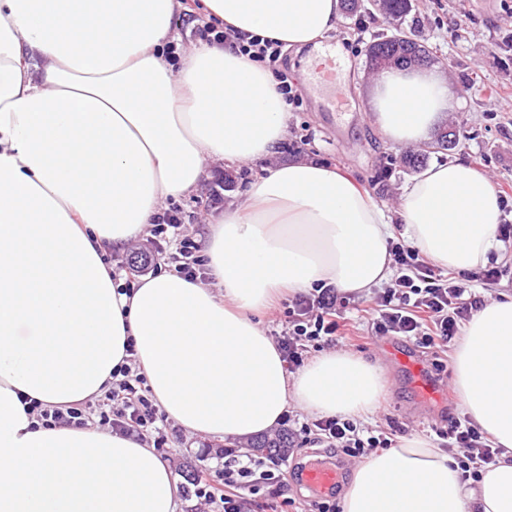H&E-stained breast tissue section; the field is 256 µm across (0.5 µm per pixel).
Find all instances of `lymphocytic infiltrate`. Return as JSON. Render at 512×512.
<instances>
[{
  "label": "lymphocytic infiltrate",
  "mask_w": 512,
  "mask_h": 512,
  "mask_svg": "<svg viewBox=\"0 0 512 512\" xmlns=\"http://www.w3.org/2000/svg\"><path fill=\"white\" fill-rule=\"evenodd\" d=\"M200 32L206 41L229 45L273 70L278 69L283 59V47L277 42L245 37L212 23L204 24ZM390 252L398 276L364 310L372 331L378 336H400L424 347L448 350L463 325L483 307L481 293L455 276L436 272L416 248L394 242ZM337 301L338 294L331 286L320 285L297 296L293 310L288 313V332L279 341L289 369L303 366L309 344L328 346L335 342L339 328ZM118 373V379L97 402L53 409L40 408L34 402L30 408L48 428L58 424L84 427L96 423L111 426L113 431L125 435L140 437L150 431L154 434V448L163 450L167 436L154 428L158 409L145 377L126 365L120 366ZM288 434L313 438L314 442L340 449L357 460L393 445L386 433H374L360 422L337 415L289 426ZM440 437L449 447L460 449L456 461L462 481H480L483 468L498 461L499 449L468 418L449 420L447 430ZM215 455L223 459V471L215 473L202 468L193 482L197 512H251L249 491L258 482L274 479L278 460L263 459L239 448H221Z\"/></svg>",
  "instance_id": "obj_1"
}]
</instances>
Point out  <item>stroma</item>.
<instances>
[{"label": "stroma", "instance_id": "stroma-1", "mask_svg": "<svg viewBox=\"0 0 512 512\" xmlns=\"http://www.w3.org/2000/svg\"><path fill=\"white\" fill-rule=\"evenodd\" d=\"M414 4L420 20L417 35L444 64L459 99L447 117L459 133V142L451 150L432 153L429 161L438 164L453 157L485 171L507 205L501 221L512 225V0H414ZM387 27L380 14L363 19L342 16L328 37L344 47L352 64L346 74L351 84L348 102L326 112L311 96H304L301 110L289 113L287 134L275 154L235 166L208 163L197 189L175 202L187 215L183 235L202 241L208 218L236 206L261 169L288 161L314 160L336 167L369 191L389 215H396L403 188L413 175L395 164L400 147L387 142L371 122L366 90L371 75L365 47ZM224 175L232 176L234 186L225 192L221 205L199 208V200L207 198ZM337 322L336 350L381 365L387 377V389L375 411L363 416L364 424L432 438L447 429L449 416L464 415L453 385V356L420 348L401 337H377L350 306L340 309ZM395 347L411 352L427 366L443 401L418 395L391 353ZM223 445L220 439L180 431L166 456L178 485H186L193 473L211 464L210 449ZM251 499L255 512H271L273 502L285 504V512H314L316 507L314 496L298 489L292 477L258 483Z\"/></svg>", "mask_w": 512, "mask_h": 512}]
</instances>
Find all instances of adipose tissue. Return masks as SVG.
<instances>
[{
    "instance_id": "adipose-tissue-1",
    "label": "adipose tissue",
    "mask_w": 512,
    "mask_h": 512,
    "mask_svg": "<svg viewBox=\"0 0 512 512\" xmlns=\"http://www.w3.org/2000/svg\"><path fill=\"white\" fill-rule=\"evenodd\" d=\"M182 0H0V512H175L170 466L136 437L40 425L25 404L101 397L133 360L153 400L187 432L267 433L290 405L364 415L383 369L333 352L289 375L260 323L283 293L324 283L361 294L392 275L393 226L372 195L313 161L257 175L209 221L207 280L163 272L129 294L107 256L146 234L167 200L194 191L207 162L274 153L288 127L279 81L209 43L165 50ZM241 34L301 49L335 29L342 0H199ZM435 66L388 69L368 106L387 141H426L454 110ZM491 178L452 158L406 184L409 242L456 273L500 251ZM455 386L501 454L476 487L423 435L358 466L341 512H512V296L463 330Z\"/></svg>"
}]
</instances>
